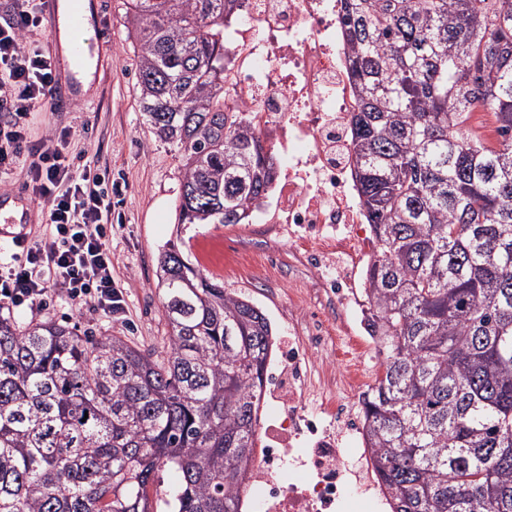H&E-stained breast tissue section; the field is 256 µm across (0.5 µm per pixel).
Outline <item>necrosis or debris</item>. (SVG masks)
I'll return each instance as SVG.
<instances>
[{
  "mask_svg": "<svg viewBox=\"0 0 512 512\" xmlns=\"http://www.w3.org/2000/svg\"><path fill=\"white\" fill-rule=\"evenodd\" d=\"M338 11V0H244L240 17L226 27L224 99L251 113L283 161L274 200L257 221L287 240L336 304L332 323L311 301L293 305L305 333L277 348L288 364V387L279 389L276 375L263 386L264 395L288 409L275 415L267 402L260 405L265 424L241 499L261 512H353L357 499L364 512H384L389 503L372 449L355 445L363 436L359 405L370 386L334 349V330L346 326L347 312L365 313L354 273L374 250L348 160L355 104ZM323 360L339 377L312 401L305 389ZM325 424L341 429L347 447L328 439L311 448L275 444V434L314 435Z\"/></svg>",
  "mask_w": 512,
  "mask_h": 512,
  "instance_id": "1",
  "label": "necrosis or debris"
}]
</instances>
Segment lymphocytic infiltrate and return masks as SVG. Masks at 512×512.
I'll return each instance as SVG.
<instances>
[{"label": "lymphocytic infiltrate", "instance_id": "lymphocytic-infiltrate-1", "mask_svg": "<svg viewBox=\"0 0 512 512\" xmlns=\"http://www.w3.org/2000/svg\"><path fill=\"white\" fill-rule=\"evenodd\" d=\"M43 17L29 0L16 3L0 24V111L10 120L0 124V175L24 166L26 185L47 208L49 241L0 260V302L37 307L46 283L55 280L72 305L93 302L105 314L121 317L125 300L112 278V201L123 186L109 182L91 165L75 168L67 150L70 129L54 130L31 141L25 120L52 100V63L31 33Z\"/></svg>", "mask_w": 512, "mask_h": 512}]
</instances>
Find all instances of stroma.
Here are the masks:
<instances>
[{"label":"stroma","instance_id":"obj_1","mask_svg":"<svg viewBox=\"0 0 512 512\" xmlns=\"http://www.w3.org/2000/svg\"><path fill=\"white\" fill-rule=\"evenodd\" d=\"M98 13L91 23H102L110 39L112 67L93 79L85 102L63 112L45 107L28 118L32 140H39L52 128L74 130L70 149L125 183L118 208L119 221L112 224V276L122 289L125 318L115 322L89 305L73 306L58 285H49L43 315L73 326L78 334L120 336L142 349L161 351L168 344V327L162 313V292L158 287L157 257L174 240L185 243L184 252L203 275L222 283L225 290L240 294L268 317L276 338H297L299 328L288 301L310 295V277L301 275L290 257L287 243L269 236L254 220L243 224H181L176 220L180 188L181 159L168 144L157 139L143 114L136 89V59L127 40L123 0H97ZM25 173L15 169L0 179V188L13 198L6 214L28 213L24 231L28 241L48 236L45 208L25 186ZM233 244L257 251L276 252L278 270L215 269L202 265L200 249L205 245Z\"/></svg>","mask_w":512,"mask_h":512}]
</instances>
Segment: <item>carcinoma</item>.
<instances>
[{"instance_id":"1","label":"carcinoma","mask_w":512,"mask_h":512,"mask_svg":"<svg viewBox=\"0 0 512 512\" xmlns=\"http://www.w3.org/2000/svg\"><path fill=\"white\" fill-rule=\"evenodd\" d=\"M342 2L353 181L376 240L365 443L392 512H512V0ZM125 4L142 111L182 158L178 223H243L275 166L224 102L242 0ZM480 104L494 144L470 126ZM158 285L161 353L0 316V512H241L271 324L175 243Z\"/></svg>"}]
</instances>
